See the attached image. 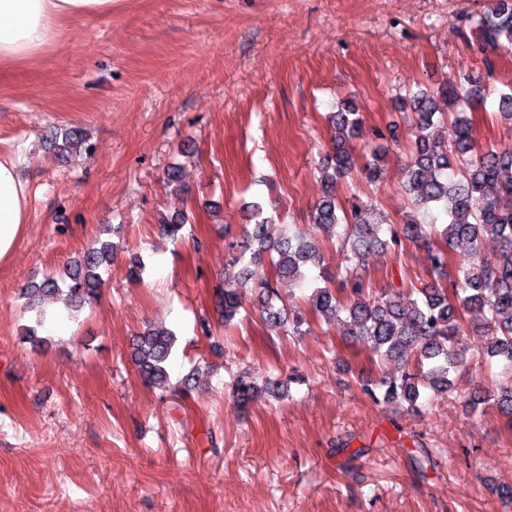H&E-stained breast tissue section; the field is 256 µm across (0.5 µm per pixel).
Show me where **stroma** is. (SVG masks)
<instances>
[{"label": "stroma", "mask_w": 512, "mask_h": 512, "mask_svg": "<svg viewBox=\"0 0 512 512\" xmlns=\"http://www.w3.org/2000/svg\"><path fill=\"white\" fill-rule=\"evenodd\" d=\"M488 0H116L61 29L28 64L0 70V152L30 188L29 222L0 262V512H512V419L463 401L507 376L481 357L452 390L411 412L362 390L376 366L346 321L271 329L257 292L226 329L213 290L236 280L252 204L273 237L307 229L324 196L316 168L332 152L326 120L355 100L357 169L341 201L372 200L402 224L416 129L408 91L479 75L490 94L472 114L478 150L512 146L498 110L512 90V48L479 52ZM395 124L380 144L376 129ZM77 129L91 153L57 154L47 127ZM381 149L385 174L361 169ZM176 179H169V171ZM191 211L182 240L159 232ZM122 250L97 302L48 344L24 342L22 288L83 252L105 225ZM146 263L127 273L128 252ZM374 293L422 278L427 248L370 252ZM208 318L204 335L199 318ZM174 329L173 389L141 378L131 357L147 326ZM296 372L287 399L239 407L233 376Z\"/></svg>", "instance_id": "obj_1"}]
</instances>
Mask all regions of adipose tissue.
<instances>
[{
	"mask_svg": "<svg viewBox=\"0 0 512 512\" xmlns=\"http://www.w3.org/2000/svg\"><path fill=\"white\" fill-rule=\"evenodd\" d=\"M113 0H0V67L38 58L74 18L111 14ZM30 193L16 161L0 154V262L8 260L29 218Z\"/></svg>",
	"mask_w": 512,
	"mask_h": 512,
	"instance_id": "ef3b65f1",
	"label": "adipose tissue"
}]
</instances>
